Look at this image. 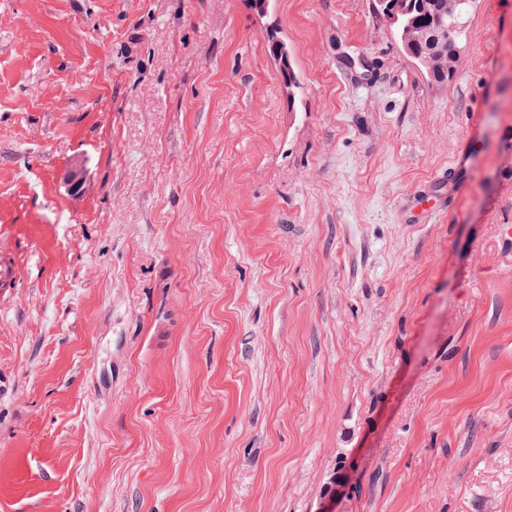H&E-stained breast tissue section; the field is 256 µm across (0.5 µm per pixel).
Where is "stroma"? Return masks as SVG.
Masks as SVG:
<instances>
[{"instance_id": "1", "label": "stroma", "mask_w": 512, "mask_h": 512, "mask_svg": "<svg viewBox=\"0 0 512 512\" xmlns=\"http://www.w3.org/2000/svg\"><path fill=\"white\" fill-rule=\"evenodd\" d=\"M505 224L512 0H0V512H512ZM403 1L396 9L392 0H378L379 5H385L384 13L389 25H395L401 18V24L396 30L401 45L426 64L427 72L437 82L448 80L455 63V42L457 34L448 39L436 40L431 37L437 18L454 22L464 19L469 11L470 0H394ZM469 1V2H467ZM399 14L400 18H399ZM402 36L404 39L402 40ZM404 43V46H403ZM460 169V165L453 162L448 166V169L436 175L427 184V191L422 192L418 197H414L416 204H420L423 210L430 214L446 208L448 201L457 193Z\"/></svg>"}]
</instances>
